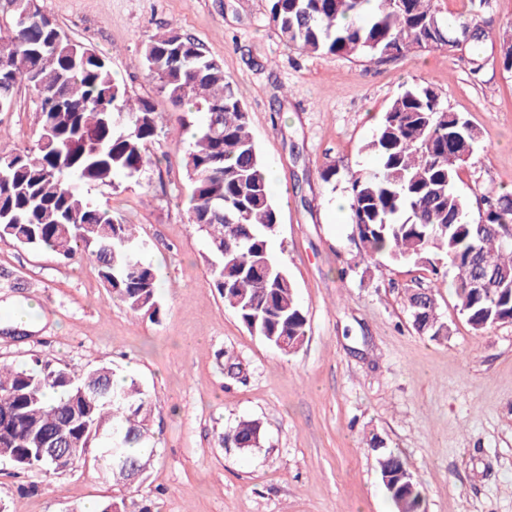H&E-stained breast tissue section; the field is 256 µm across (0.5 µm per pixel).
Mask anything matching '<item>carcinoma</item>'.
<instances>
[{"label": "carcinoma", "instance_id": "obj_1", "mask_svg": "<svg viewBox=\"0 0 512 512\" xmlns=\"http://www.w3.org/2000/svg\"><path fill=\"white\" fill-rule=\"evenodd\" d=\"M279 38L311 55L384 61L412 52H469L471 70L483 67L481 45L499 39L512 69V33L494 34L490 18H442L433 0H270ZM11 22L0 26V108L8 110L17 84L34 95L37 139L20 152L0 151V238L69 259L79 249L94 261L114 300L154 319L161 313L157 276L143 261L131 226L87 198L93 185L131 177L152 164L147 145L160 115L145 98H132L116 81L111 61L76 42L41 10L38 0H5ZM474 30L460 48L454 37ZM143 62L182 126L200 114L195 141L184 153L189 222L205 232L213 286L250 333L289 354L307 338L308 319L283 264L271 253L279 226L249 117L234 82L203 45L177 26L146 36ZM451 142L477 148L476 129L443 106L435 88H405L391 102L367 150L378 169L349 179L352 224L363 251L386 263L430 262L443 255L456 271L459 314L476 332L512 321V194L491 196L473 216L454 186L465 159ZM414 329L435 341L448 337L435 289L407 294ZM110 367L72 375L33 355L0 363V459L14 468L52 476L72 470L99 444L112 478L129 485L143 474L154 449L146 447L152 407L129 375L113 383ZM241 449L263 439L254 420L224 434ZM376 467L396 512H427L421 485L383 441ZM63 447L53 460L46 448Z\"/></svg>", "mask_w": 512, "mask_h": 512}]
</instances>
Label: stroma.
<instances>
[{
	"label": "stroma",
	"mask_w": 512,
	"mask_h": 512,
	"mask_svg": "<svg viewBox=\"0 0 512 512\" xmlns=\"http://www.w3.org/2000/svg\"><path fill=\"white\" fill-rule=\"evenodd\" d=\"M75 41L110 57L132 96L164 121L148 147L156 164L88 197L135 225L156 271L163 312L153 321L110 300L89 255L53 253L0 239V361L31 354L79 375L108 365L150 396L156 450L138 482L113 486L87 459L51 479L0 464L6 512H73L122 496L151 512H392L372 436L420 482L427 512H512V323L474 332L455 307L453 270L413 263L376 270L352 240L348 182L375 169L367 149L392 99L432 84L449 111L479 132L455 189L471 211L512 193V71L495 42L484 66L440 51L371 62L309 55L269 22L270 0H40ZM177 25L221 62L249 114L266 169L281 190L272 251L308 317L303 346L283 354L251 334L212 286L205 235L187 215L181 154L190 128L171 118L143 63L142 39ZM33 94L18 86L0 112V151L36 139ZM335 165L336 179L321 171ZM436 288L450 334L430 340L412 326L406 296ZM35 304L26 336L9 311ZM237 363L240 379L225 365ZM262 425L261 447L220 438L239 420Z\"/></svg>",
	"instance_id": "1"
}]
</instances>
